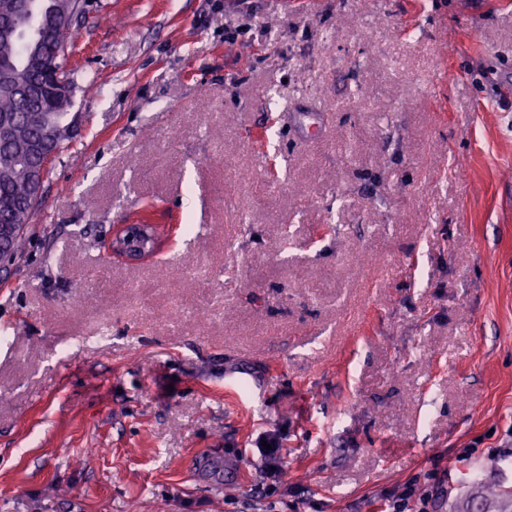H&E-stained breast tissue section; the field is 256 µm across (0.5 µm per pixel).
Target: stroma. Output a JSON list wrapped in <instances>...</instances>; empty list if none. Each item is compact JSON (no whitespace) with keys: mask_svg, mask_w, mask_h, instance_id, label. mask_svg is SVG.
Segmentation results:
<instances>
[{"mask_svg":"<svg viewBox=\"0 0 512 512\" xmlns=\"http://www.w3.org/2000/svg\"><path fill=\"white\" fill-rule=\"evenodd\" d=\"M70 42L0 275V512H377L437 478L438 512H500L512 0H87ZM124 224L160 256L111 253ZM263 441H267V444L271 445V449H266V446H263ZM257 451L261 458L264 460L265 466L268 470V475L273 478L279 477L282 470L283 463V448H280V444L276 438H264L257 446ZM271 466L275 467V471L271 470Z\"/></svg>","mask_w":512,"mask_h":512,"instance_id":"obj_1","label":"stroma"}]
</instances>
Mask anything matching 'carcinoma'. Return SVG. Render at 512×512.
Instances as JSON below:
<instances>
[{
	"instance_id": "1",
	"label": "carcinoma",
	"mask_w": 512,
	"mask_h": 512,
	"mask_svg": "<svg viewBox=\"0 0 512 512\" xmlns=\"http://www.w3.org/2000/svg\"><path fill=\"white\" fill-rule=\"evenodd\" d=\"M46 7L64 18L74 13L76 2L48 0ZM64 59L66 52L53 56L24 35L15 41H0V71L11 75L9 82L0 84V115L14 119L11 140L0 144V225H17L24 231L36 212L29 205L33 195L29 171L41 161L36 145L46 126L64 124L68 108L57 100H33L28 91L47 73L63 70Z\"/></svg>"
}]
</instances>
